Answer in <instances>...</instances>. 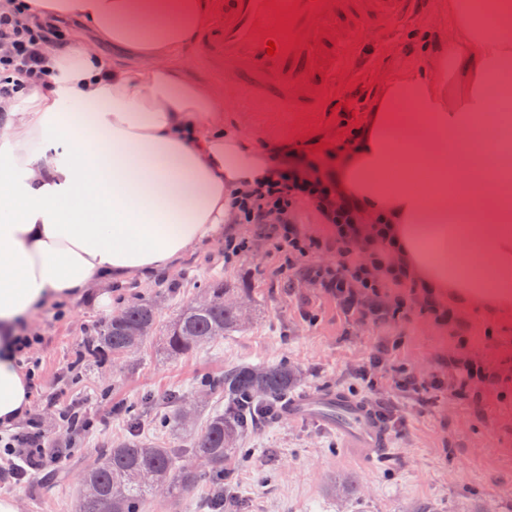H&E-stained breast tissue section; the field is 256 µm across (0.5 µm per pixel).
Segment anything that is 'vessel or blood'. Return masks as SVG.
Listing matches in <instances>:
<instances>
[{"mask_svg": "<svg viewBox=\"0 0 512 512\" xmlns=\"http://www.w3.org/2000/svg\"><path fill=\"white\" fill-rule=\"evenodd\" d=\"M418 0H211L213 21L200 42L205 59L255 103L314 112L339 76L357 66L367 42L412 18ZM278 53H266L268 42ZM283 418L336 426L347 447L385 440L372 407L341 392L304 391Z\"/></svg>", "mask_w": 512, "mask_h": 512, "instance_id": "obj_1", "label": "vessel or blood"}]
</instances>
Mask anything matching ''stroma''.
Here are the masks:
<instances>
[{
  "label": "stroma",
  "instance_id": "1",
  "mask_svg": "<svg viewBox=\"0 0 512 512\" xmlns=\"http://www.w3.org/2000/svg\"><path fill=\"white\" fill-rule=\"evenodd\" d=\"M447 30L439 0H423L420 15L374 40L365 62L340 76L320 111L272 112L243 99L224 110V126L245 127L264 151L283 143L301 148L343 140L349 128L341 123V106H348L355 121L363 119L352 91L429 65L437 57L434 43ZM412 34L423 37L427 49L407 53ZM269 251L267 242H258L250 260L228 265L223 240H212L167 270L114 287L109 306L71 299L65 317H54L50 305L38 311L26 330L36 339L27 354L41 363L40 395L30 412L54 439L58 417L47 398L77 399L93 426L77 437L65 462H45L28 483L0 478V496L17 498L20 512H76L85 463L98 449L131 435L127 407L155 396L156 405L140 420L141 436L152 439L155 420L167 412L165 393H185L201 424L224 407L217 391L199 389L201 378L218 381L231 367L285 361L300 370V390L384 400L387 444L365 454L346 447L322 421L261 422L239 437L238 452L226 465L224 481L243 512H512V319L480 310L458 313L456 324L448 325L416 307L397 319L362 322L297 271L269 273ZM218 280L246 302L244 326L187 355L168 356L171 321ZM133 299L158 309V326L146 344L120 358L108 351L88 355L89 336ZM377 354L383 361L372 371V385L361 384L355 371ZM458 358L483 364L497 380L472 381L465 398L449 389L411 395L394 385L402 370L427 384L440 379L449 385ZM346 482L354 494H343Z\"/></svg>",
  "mask_w": 512,
  "mask_h": 512
}]
</instances>
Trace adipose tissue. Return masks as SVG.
<instances>
[{
    "instance_id": "adipose-tissue-1",
    "label": "adipose tissue",
    "mask_w": 512,
    "mask_h": 512,
    "mask_svg": "<svg viewBox=\"0 0 512 512\" xmlns=\"http://www.w3.org/2000/svg\"><path fill=\"white\" fill-rule=\"evenodd\" d=\"M29 14L75 21L85 38L50 56L53 87L0 107V426L31 391L16 341L43 305L105 306L113 283L169 268L223 237L231 202L269 160L224 128L206 86L184 81L181 51L207 22L204 0H27ZM437 72L392 77L336 182L360 210L356 233L383 232L390 258L460 308L512 315V173L490 122L486 87L512 71V38L464 0H447ZM136 57L105 63L100 45Z\"/></svg>"
}]
</instances>
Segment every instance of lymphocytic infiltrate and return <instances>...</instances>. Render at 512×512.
Returning a JSON list of instances; mask_svg holds the SVG:
<instances>
[{
	"label": "lymphocytic infiltrate",
	"mask_w": 512,
	"mask_h": 512,
	"mask_svg": "<svg viewBox=\"0 0 512 512\" xmlns=\"http://www.w3.org/2000/svg\"><path fill=\"white\" fill-rule=\"evenodd\" d=\"M1 44L7 51L0 53V100H13L32 86H47L55 80L47 60L51 52L65 46L66 37L61 27L31 19L24 0H12L11 9L0 12ZM352 145L347 138L324 147L322 164L309 160L307 150L285 144L274 147L265 180L233 202L237 223L253 225L276 253L286 256L289 266L303 267L307 278L335 298L347 314L382 321L419 300L437 321H446L450 311L440 309L432 298L402 295L408 278L391 270L384 246L370 252L358 248L352 228L356 204L339 194L336 171L329 166L330 161L347 156ZM303 201L312 203L335 226L332 237L322 240L305 233L296 215ZM319 252L335 253V264H312L311 256ZM57 414L64 438L54 447L46 445L41 423L33 417L17 430H0V469L21 480L45 460L67 458L71 433L89 429L90 422L82 406L73 401L59 406Z\"/></svg>",
	"instance_id": "obj_1"
}]
</instances>
